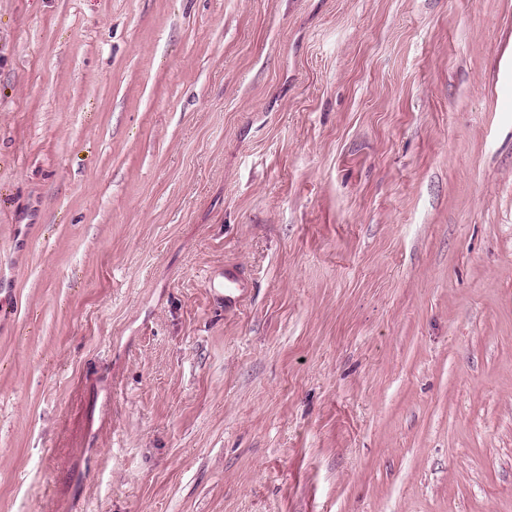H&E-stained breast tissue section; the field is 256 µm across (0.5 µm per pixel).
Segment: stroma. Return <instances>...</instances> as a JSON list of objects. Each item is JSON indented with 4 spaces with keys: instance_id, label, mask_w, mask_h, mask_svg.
Here are the masks:
<instances>
[{
    "instance_id": "1",
    "label": "stroma",
    "mask_w": 512,
    "mask_h": 512,
    "mask_svg": "<svg viewBox=\"0 0 512 512\" xmlns=\"http://www.w3.org/2000/svg\"><path fill=\"white\" fill-rule=\"evenodd\" d=\"M0 512H512V0H0Z\"/></svg>"
}]
</instances>
